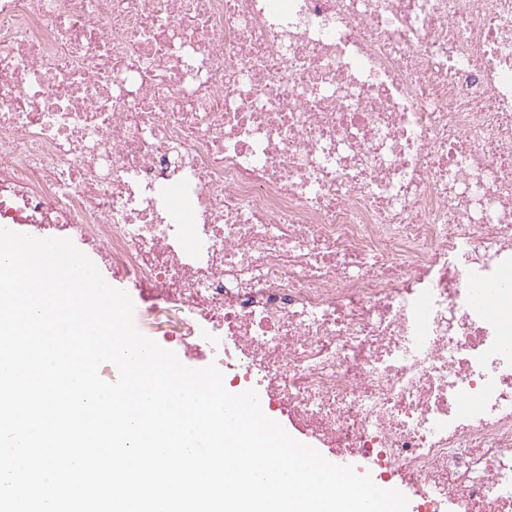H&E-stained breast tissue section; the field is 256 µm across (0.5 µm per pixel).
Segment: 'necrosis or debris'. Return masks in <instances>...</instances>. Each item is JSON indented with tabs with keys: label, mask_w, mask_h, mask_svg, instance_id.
Returning a JSON list of instances; mask_svg holds the SVG:
<instances>
[{
	"label": "necrosis or debris",
	"mask_w": 512,
	"mask_h": 512,
	"mask_svg": "<svg viewBox=\"0 0 512 512\" xmlns=\"http://www.w3.org/2000/svg\"><path fill=\"white\" fill-rule=\"evenodd\" d=\"M0 224L419 512H512V0H0ZM72 242L79 250L84 252L94 262V264L97 266L103 278L106 280L108 284H110L113 287L126 290L130 294L134 303V322L137 329L143 335L153 339L163 348L175 352L176 355L183 361V363L189 367L202 368L211 363H214L213 355L206 347L202 346L190 352L186 349V347L183 344L170 342L165 336L151 334L144 323L143 317L144 310L147 304L142 300L139 293L131 288H124L123 285H121L118 281L112 279V274L110 273L109 269H107L100 262L95 252L85 247L83 244H81L80 241L72 240Z\"/></svg>",
	"instance_id": "4bbe7bcc"
}]
</instances>
